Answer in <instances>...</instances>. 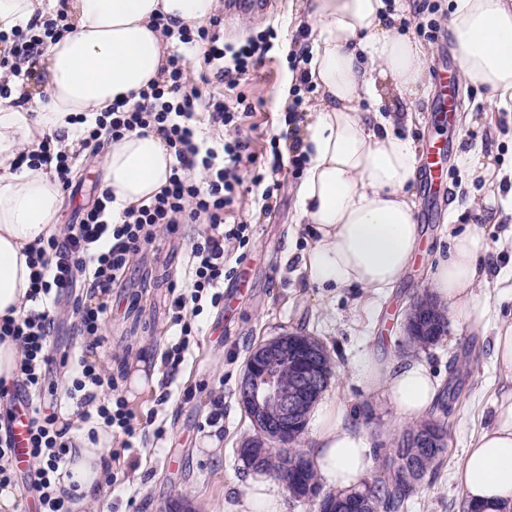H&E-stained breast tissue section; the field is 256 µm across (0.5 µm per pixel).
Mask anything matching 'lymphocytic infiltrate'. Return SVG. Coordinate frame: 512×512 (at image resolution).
<instances>
[{
    "mask_svg": "<svg viewBox=\"0 0 512 512\" xmlns=\"http://www.w3.org/2000/svg\"><path fill=\"white\" fill-rule=\"evenodd\" d=\"M65 9L34 19L27 29L0 33V99L10 98L15 79L31 80L33 66L47 41L64 31ZM221 16H213L208 26L191 30L173 28L164 17L155 25L174 44L162 69L164 78L149 83L134 104L113 103L99 113L93 125L83 132V145H99L106 139L140 130L158 132L174 158L169 184L149 202L126 209L120 221H113L108 194H101L86 207L80 220L65 225L27 253L34 270L28 306L24 317L0 319V338H12L21 347L18 379L14 387L0 385V410L11 413L13 405L29 409L28 455L32 468L26 490L37 499L41 512H69L70 491L57 485L59 470L73 444L59 428L61 403L50 379L56 362L49 337L54 328L61 298L84 286L86 300H75L76 333L86 348L102 346L101 325L111 312L110 294L120 285L134 257L145 256L156 247L160 234L176 233L183 224L203 225L204 231L189 246L185 286L170 285L171 321L179 326L177 341L161 359L164 376H171L184 360L194 318L203 301L219 305L224 299L222 286L230 271L224 262L227 245L245 246L251 227L245 222L228 223L244 180L243 164L255 163L248 141L237 134L244 111L227 105L223 97L200 98V84L211 81L235 88L248 78L270 51L275 38L267 29L246 43H225L220 35ZM197 69V82H190V69ZM203 101L212 139L198 134L196 101ZM203 171L206 186H199L193 171ZM77 375L68 399L76 403V417L111 428L113 435L135 437V415L119 393L117 380L104 366L78 356Z\"/></svg>",
    "mask_w": 512,
    "mask_h": 512,
    "instance_id": "lymphocytic-infiltrate-1",
    "label": "lymphocytic infiltrate"
}]
</instances>
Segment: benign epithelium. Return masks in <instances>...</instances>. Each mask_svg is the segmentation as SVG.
<instances>
[{
	"mask_svg": "<svg viewBox=\"0 0 512 512\" xmlns=\"http://www.w3.org/2000/svg\"><path fill=\"white\" fill-rule=\"evenodd\" d=\"M442 313L427 299L415 302L408 322V334L417 329L434 336ZM326 348L316 338L298 332L283 333L256 345L247 359L240 381L239 400L250 418L255 434L240 448L241 455L256 465L274 448L289 447L297 426L321 397L331 365ZM288 367L291 382L283 384L276 372Z\"/></svg>",
	"mask_w": 512,
	"mask_h": 512,
	"instance_id": "obj_1",
	"label": "benign epithelium"
}]
</instances>
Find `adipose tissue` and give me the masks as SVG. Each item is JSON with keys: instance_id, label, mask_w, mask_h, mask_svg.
<instances>
[{"instance_id": "adipose-tissue-1", "label": "adipose tissue", "mask_w": 512, "mask_h": 512, "mask_svg": "<svg viewBox=\"0 0 512 512\" xmlns=\"http://www.w3.org/2000/svg\"><path fill=\"white\" fill-rule=\"evenodd\" d=\"M58 0H0V32L26 29ZM218 0H68L67 29L39 58L42 93L24 102L0 99V318H17L31 286L24 254L57 230L62 187L55 162L18 166L21 152L36 150L43 136L61 135L59 151H73L78 117L94 121L113 102L131 98L160 80L165 38L156 17L197 28L208 23ZM448 32L464 86L484 89L491 105L512 107V0H449ZM309 30L306 66L317 98L309 108L300 151L307 158L297 189V223L315 236L300 254L310 283L357 287L374 294L395 287L417 253L421 233L407 191L417 174L411 138L395 134L412 125L414 104L424 97L431 65L426 47L400 32L402 16L386 0H308L291 15ZM403 107L384 115L382 90ZM173 156L158 133L135 130L109 141L100 164L101 188L113 197L112 216L149 201L169 183ZM486 225H468L448 239V253L432 276L433 292L463 323L478 327L491 314L488 282L512 283V270L485 274ZM492 360L503 385L490 423L473 439L458 470L467 504L512 503V322L495 328ZM356 379L403 418L426 416L439 382L425 360L365 355ZM306 453L318 475L345 493L366 477L372 449L365 431L332 400L311 412ZM63 485H75L72 512H99L107 499L103 481L112 435L75 438ZM224 512H284L282 486L258 473L245 493L226 499Z\"/></svg>"}]
</instances>
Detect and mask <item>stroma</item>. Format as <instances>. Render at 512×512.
<instances>
[{"label": "stroma", "instance_id": "obj_1", "mask_svg": "<svg viewBox=\"0 0 512 512\" xmlns=\"http://www.w3.org/2000/svg\"><path fill=\"white\" fill-rule=\"evenodd\" d=\"M269 27L278 37L252 76L232 90L218 83L201 88L205 95L223 93L228 105L242 99L252 106L241 134L250 139L260 170L271 138H280L284 161L292 159L288 141L281 138L286 126L278 96L294 84L292 53L299 31L288 18V0H272L259 13L235 15L223 27L228 42ZM432 104L429 97L416 102L410 136L421 158L433 137L450 133L457 138L443 176L448 201L425 225L421 249L407 276L385 297H371L358 288L318 287L307 280L298 258L288 257V247L301 251L313 240L308 225L294 221L298 177L267 172V181L279 184L277 205L269 213L260 211L254 194L239 196L234 216L250 223L252 232L244 249H229L227 264H244L245 271L225 278L221 304L204 305L198 317L202 331L192 337L172 383L129 401L137 423L154 415L164 435L155 437L153 429L138 433L128 450L113 440V448L121 452V482L108 489V512H168L177 500L190 502V512H224L225 498L242 493L251 474L237 455L252 433L238 399L248 355L258 343L287 331L315 336L326 347L333 376L325 395L342 403L374 443L367 482L382 478L383 457L409 422L360 384L353 368L368 352L403 357L412 353L405 346L403 329L408 308L417 297L430 293L432 273L448 251L449 233L477 221V211L451 207V198L469 197L501 214L499 224L487 234L489 257L499 268L512 264V112L491 109L484 92H466L447 128L439 125ZM464 144L478 148L499 171L498 194H491L483 179L470 177L460 157ZM99 162V157L84 156L63 192L59 224L76 223L79 208L100 193ZM201 230V225L184 224L178 233L163 236L157 253L134 259L125 283L113 288L112 313L102 324L105 342L93 357L118 382L126 381L136 361L155 363L174 340L177 329L166 306L168 287L184 282L188 243ZM494 333L493 326L476 330L452 317L445 336L412 353L427 361L451 395L445 417L448 451L433 481L416 488L405 512H464L457 469L472 438L488 424L501 383L491 360ZM199 385L204 393L185 400V389ZM217 400L224 417L213 425L209 418Z\"/></svg>", "mask_w": 512, "mask_h": 512}]
</instances>
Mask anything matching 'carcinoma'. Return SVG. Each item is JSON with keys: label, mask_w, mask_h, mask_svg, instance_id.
<instances>
[{"label": "carcinoma", "mask_w": 512, "mask_h": 512, "mask_svg": "<svg viewBox=\"0 0 512 512\" xmlns=\"http://www.w3.org/2000/svg\"><path fill=\"white\" fill-rule=\"evenodd\" d=\"M433 428L444 443L435 449V452L423 455L412 447L413 438ZM446 440L447 429L442 420L429 417L415 422L405 429L397 448L393 449V453L388 457L387 476L381 484H368L361 490L343 496L323 490L320 477L302 448L273 451L262 471L273 475L282 483L290 481L310 487L321 499L337 501L367 498L376 505V512H393L404 505L418 483L434 475L439 469L448 447Z\"/></svg>", "instance_id": "1"}]
</instances>
